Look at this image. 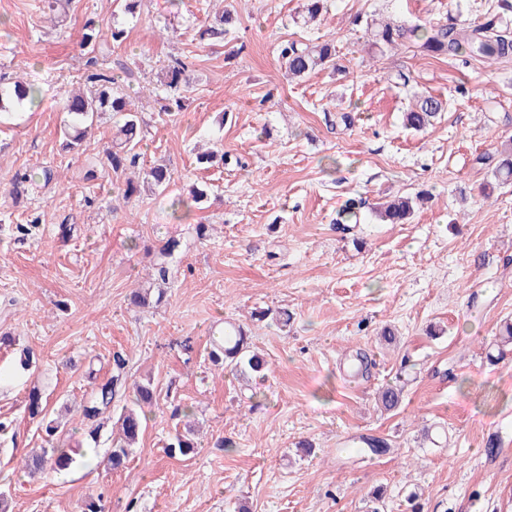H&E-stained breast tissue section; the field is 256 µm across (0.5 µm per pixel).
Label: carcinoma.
I'll return each instance as SVG.
<instances>
[{"label":"carcinoma","mask_w":512,"mask_h":512,"mask_svg":"<svg viewBox=\"0 0 512 512\" xmlns=\"http://www.w3.org/2000/svg\"><path fill=\"white\" fill-rule=\"evenodd\" d=\"M236 7L233 2L225 3L221 14L212 19L209 27L202 34H224L227 27L235 22ZM367 42L373 47H389L398 44L401 39L412 36L416 40L417 52L423 55L456 56L462 52L474 58H482L487 62H497L512 57V39L499 31V17L488 15L483 22L475 25H459L451 22L447 25L406 28L392 25L388 22L371 20L367 23ZM112 43L120 44L125 40L126 31L123 27L114 25L110 28L88 21L83 26L80 44L84 47H97L105 38ZM279 59L288 74L302 78L321 69L336 68L335 46L328 42L307 44L299 40L286 41L281 44ZM188 65L179 57H170L164 68L162 91L165 93L167 105L165 111L179 112L184 106V92L190 84ZM90 88L71 93L66 96L64 112V148L68 151H80L83 144L103 115L111 112L122 115L124 123L116 129L112 143L103 150L93 168L87 172V177L95 176V168L104 172L119 174L129 167L138 165L140 154L137 147L143 138V119L141 113L130 108L129 95L118 78L104 72H95L87 77ZM40 91L31 85L18 81H8L0 77V111L12 109L22 110L35 104ZM444 110L443 102L430 94L421 95L412 107L404 113L406 128L421 131L432 125ZM493 175L499 181L506 183L512 180V140L498 155ZM142 182L132 179L126 181L122 199L127 201L140 191L144 185L151 191L164 192L171 183V173L164 165L155 164L143 169ZM41 181L48 185L58 181L57 173L43 167L38 172L22 174L17 183H34ZM205 196L204 191L192 187L186 195L179 196L172 202V207H184L191 210ZM414 212L413 199L396 196L380 206L379 217L390 224H405ZM211 362L221 368H231L241 375L249 372L259 373L266 367V361L258 354L249 350L248 331L240 325L230 324L218 332L212 340L209 352ZM126 360L121 354L113 357V370L110 377L100 382L94 371L87 372L88 384L91 387L90 398L81 406L79 424L71 427L73 431L83 434L95 441L100 431V417L112 406V401L120 396L124 383ZM132 406L124 408L121 413L120 439L113 442L112 450L107 457V466L113 471L125 468L133 445L143 432L146 414L143 408L150 409L159 405V391L154 381L148 379L136 383L133 387ZM401 388L390 385L378 393V403L386 410L398 406ZM47 404L41 390L37 387L30 390L26 400V410L32 419L45 418ZM66 433L65 426L58 422H48L43 430L46 448L40 456L26 463L40 472L46 469L64 470L76 463L74 450L67 447L61 436ZM191 428L176 432L168 445L170 455L190 457L197 453V444Z\"/></svg>","instance_id":"carcinoma-1"}]
</instances>
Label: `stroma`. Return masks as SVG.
<instances>
[{"label":"stroma","instance_id":"stroma-1","mask_svg":"<svg viewBox=\"0 0 512 512\" xmlns=\"http://www.w3.org/2000/svg\"><path fill=\"white\" fill-rule=\"evenodd\" d=\"M304 0H239L224 38L200 39L198 20L222 0H144L122 44L89 52L78 32L109 23L114 0H0V74L40 88L41 100L0 130L1 373L23 349L37 368L0 378V492L9 512H75L85 500L106 512H512V184H497L494 158L512 138V60L431 57L412 41L366 46L364 20L408 26L482 22L498 0H327L304 24ZM333 41L338 70L288 78L287 40ZM119 76L147 124L140 167L168 164L173 182L116 204L120 175L86 179L112 141L111 116L75 154L63 150V99L83 87L89 56ZM191 64L184 111L160 110L157 80L170 56ZM446 101L437 123L404 129L416 95ZM225 164L203 167L206 149ZM48 166L63 184L34 183L19 196L16 174ZM210 199L188 213L171 203L190 185ZM424 194L408 224L382 223L378 202ZM356 222L339 225L347 200ZM38 214L26 241L12 225ZM76 225L73 237L59 224ZM213 225L210 240L194 237ZM166 300L130 307L147 286L169 237ZM285 310L280 328L251 320ZM249 325L267 361L242 379L209 359L224 321ZM390 327L394 342L380 332ZM191 338L192 353L179 346ZM129 382L153 379L150 413L124 471L112 472L103 430L94 465L29 475L42 446L25 414L39 386L48 418L77 421L88 365L109 377L114 352ZM403 388L394 411L379 389ZM197 455L167 444L185 422ZM383 441L385 451L365 445ZM495 454H488L489 441Z\"/></svg>","mask_w":512,"mask_h":512}]
</instances>
